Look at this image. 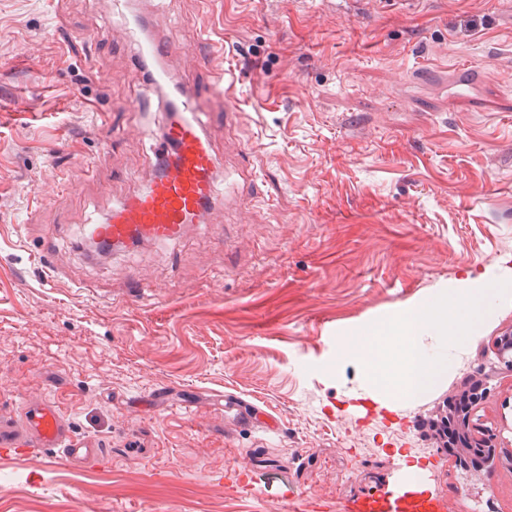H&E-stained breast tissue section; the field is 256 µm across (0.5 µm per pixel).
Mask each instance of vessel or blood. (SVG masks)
Instances as JSON below:
<instances>
[{
  "label": "vessel or blood",
  "instance_id": "vessel-or-blood-1",
  "mask_svg": "<svg viewBox=\"0 0 512 512\" xmlns=\"http://www.w3.org/2000/svg\"><path fill=\"white\" fill-rule=\"evenodd\" d=\"M155 80L170 87L163 140L175 143L177 152L104 222L87 225V240L115 248L138 241H172L202 223L213 206L218 161L211 138L198 121L195 91L185 84H168L161 72ZM33 453L45 456L53 466H98L104 461L99 443L78 436L58 402L49 397L0 413V456L20 461ZM341 512H447V507L425 493L419 480L405 477L348 499Z\"/></svg>",
  "mask_w": 512,
  "mask_h": 512
}]
</instances>
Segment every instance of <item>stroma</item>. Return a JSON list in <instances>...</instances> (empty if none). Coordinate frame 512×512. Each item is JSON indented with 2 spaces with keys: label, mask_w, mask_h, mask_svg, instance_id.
I'll return each mask as SVG.
<instances>
[{
  "label": "stroma",
  "mask_w": 512,
  "mask_h": 512,
  "mask_svg": "<svg viewBox=\"0 0 512 512\" xmlns=\"http://www.w3.org/2000/svg\"><path fill=\"white\" fill-rule=\"evenodd\" d=\"M132 13L173 46L160 67L196 90L227 178L208 223L95 259L78 227L146 185L163 121ZM200 28L222 57L197 60ZM491 274L512 278V0H0V408L55 395L112 475L0 461V512H340L413 460L449 512H512V472L465 488L417 428L512 331V300L423 398L374 401L336 362ZM136 281L142 305L97 303ZM492 387L478 413L512 441V371ZM226 75H231V82L227 81ZM224 80V98H223V108H224V122L228 126L235 125L239 119L240 112L242 111L241 103L239 98L234 92L235 85L239 82V78L231 73L221 74L218 80V83H223Z\"/></svg>",
  "instance_id": "1"
}]
</instances>
